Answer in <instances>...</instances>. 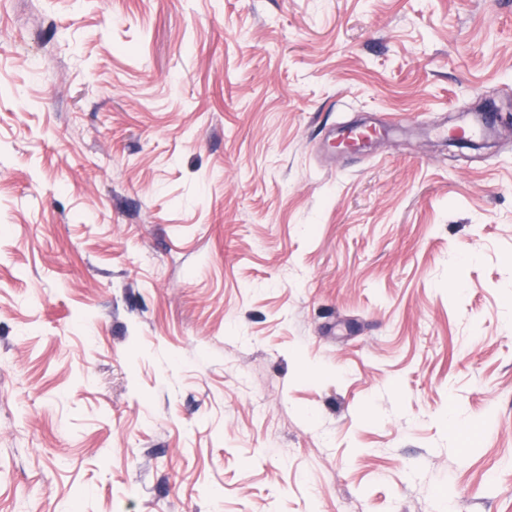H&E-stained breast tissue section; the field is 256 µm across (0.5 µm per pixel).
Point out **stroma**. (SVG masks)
I'll list each match as a JSON object with an SVG mask.
<instances>
[{"label":"stroma","instance_id":"1","mask_svg":"<svg viewBox=\"0 0 512 512\" xmlns=\"http://www.w3.org/2000/svg\"><path fill=\"white\" fill-rule=\"evenodd\" d=\"M487 99L512 0H0V512H512Z\"/></svg>","mask_w":512,"mask_h":512}]
</instances>
